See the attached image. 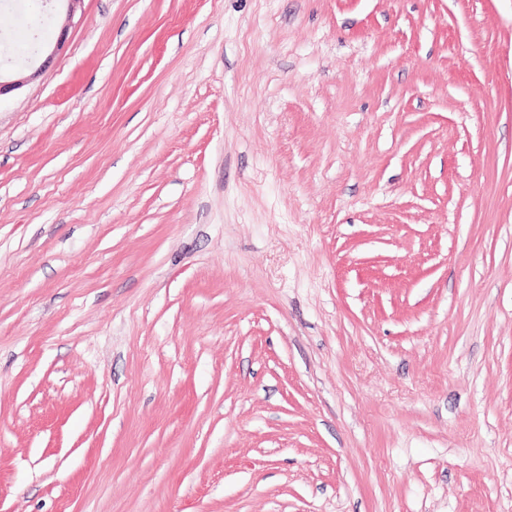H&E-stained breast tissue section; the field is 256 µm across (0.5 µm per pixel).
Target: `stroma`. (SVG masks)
Listing matches in <instances>:
<instances>
[{"label":"stroma","instance_id":"obj_1","mask_svg":"<svg viewBox=\"0 0 512 512\" xmlns=\"http://www.w3.org/2000/svg\"><path fill=\"white\" fill-rule=\"evenodd\" d=\"M0 0V512H512V0Z\"/></svg>","mask_w":512,"mask_h":512}]
</instances>
